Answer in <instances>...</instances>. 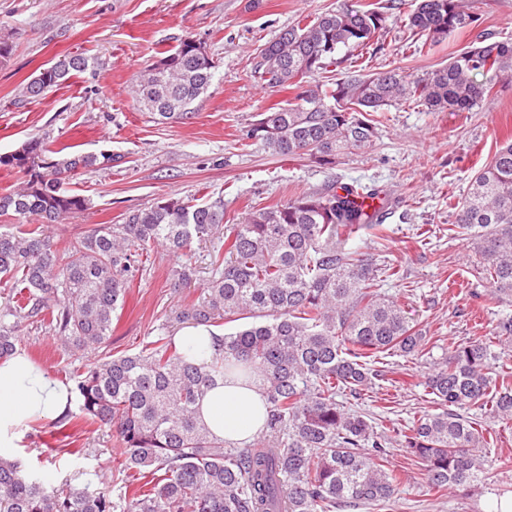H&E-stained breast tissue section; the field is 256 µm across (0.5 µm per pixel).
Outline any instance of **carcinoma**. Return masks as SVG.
<instances>
[{"instance_id":"1","label":"carcinoma","mask_w":512,"mask_h":512,"mask_svg":"<svg viewBox=\"0 0 512 512\" xmlns=\"http://www.w3.org/2000/svg\"><path fill=\"white\" fill-rule=\"evenodd\" d=\"M395 4L337 9L282 30L259 49L254 73L269 88L292 87V101L260 114L248 137L272 154L307 155L333 165L340 153L372 145L375 113L408 101L432 110L468 112L489 88L477 76L512 75V42L470 45L425 79L399 69L352 74L315 87L304 79L329 72L336 55L370 47L387 27ZM467 0H418L408 15L412 41L425 46L470 27ZM188 35L144 69L140 106L154 119H184L215 78L213 59H198ZM91 67L82 53L39 71L22 89L38 98ZM59 157L41 137L9 154L0 168L22 176L0 192V359L22 345L40 322L70 350L93 353L112 336V317L131 283L143 276L153 250L184 258L169 273L176 289L193 275V244L222 234L211 254V277L189 306L165 313L159 333L132 354L93 359L74 373L78 411L122 447L120 472H135L123 505L88 486L52 487L13 457L0 456V512H342L385 505L401 477L387 468L397 438L423 467L437 493L469 488L485 473L491 432L468 416L476 409L512 423V371L490 375L492 361L512 347V317L488 333L454 343L426 377L435 412L409 425L377 429L338 397H353L384 376L377 361L398 353L420 362L435 342L411 325L401 305L380 291V269L354 246L379 235L387 194L362 185L331 184L283 204L254 206L239 224L224 223V200L198 203L167 196L136 210L122 224H94L59 245L48 225L86 211L90 198L69 188L79 171L112 164V153L67 152ZM456 233L478 257L489 300H512V142L499 146L454 205ZM34 217L36 224L27 220ZM252 322L222 335L210 358H186L174 336L185 325L220 327ZM237 373L258 381L266 401L260 440L242 447L213 435L199 419L206 391Z\"/></svg>"}]
</instances>
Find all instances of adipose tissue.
<instances>
[{
  "instance_id": "adipose-tissue-1",
  "label": "adipose tissue",
  "mask_w": 512,
  "mask_h": 512,
  "mask_svg": "<svg viewBox=\"0 0 512 512\" xmlns=\"http://www.w3.org/2000/svg\"><path fill=\"white\" fill-rule=\"evenodd\" d=\"M71 401L69 386L48 377L25 354L0 361V449L11 447L15 430L28 422L59 419ZM264 411L260 391L230 376L200 403V419L211 433L237 442L261 432Z\"/></svg>"
}]
</instances>
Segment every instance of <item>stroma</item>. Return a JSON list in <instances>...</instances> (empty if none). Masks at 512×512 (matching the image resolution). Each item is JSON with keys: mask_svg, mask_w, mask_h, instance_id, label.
Instances as JSON below:
<instances>
[{"mask_svg": "<svg viewBox=\"0 0 512 512\" xmlns=\"http://www.w3.org/2000/svg\"><path fill=\"white\" fill-rule=\"evenodd\" d=\"M387 0H0V38L13 44L0 63V154L33 137L51 147L82 152L111 151L110 167L80 173L71 188L91 200V208L70 218L73 230L90 224H121L129 211L149 208L163 196L223 198L230 223L242 222L254 206H271L302 191L339 179L384 189L394 202L384 239L363 237L357 244L377 263L400 266L403 277L386 282V294L404 298L413 325L443 342L482 336L497 306H484L487 285L468 259L466 241L452 238V206L475 172L505 140H512V76L488 73L490 97L470 112L429 111L414 102L389 107L372 147L337 156L330 166L308 157L272 155L246 133L260 112L292 100L289 88H264L254 76L256 50L303 17L343 7L385 5ZM473 27L414 54L406 25L412 0L400 7L364 55L366 73L398 68L415 79L447 63L450 55L485 35L512 41V0H470ZM205 41L217 64L212 86L196 103L192 118L161 122L139 111L137 76L174 48L185 35ZM71 53L96 57V73H83L34 101L22 87L47 63ZM209 241L195 244L194 275L172 289L168 272L178 259L158 250L153 265L129 288L112 321L102 353H134L154 335L165 310L194 302L211 276ZM22 352L47 375L64 379L77 372L86 354L54 343L39 325L28 327ZM386 379L352 409L378 425L409 423L434 411L424 384L426 364L399 355L388 359ZM483 425L494 442L488 450V478L455 494L427 493L417 467L401 456L400 493L388 506L363 505L355 512H490L491 504L512 498V426L490 418ZM14 456L46 485L102 488L112 500L127 489L118 469L121 448L109 431L79 419L64 428L38 421L21 427Z\"/></svg>", "mask_w": 512, "mask_h": 512, "instance_id": "obj_1", "label": "stroma"}]
</instances>
